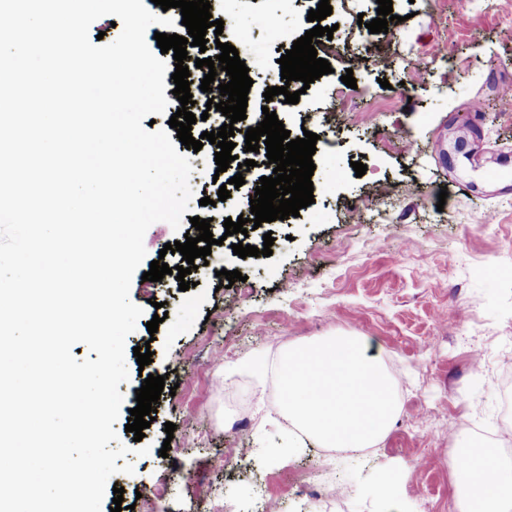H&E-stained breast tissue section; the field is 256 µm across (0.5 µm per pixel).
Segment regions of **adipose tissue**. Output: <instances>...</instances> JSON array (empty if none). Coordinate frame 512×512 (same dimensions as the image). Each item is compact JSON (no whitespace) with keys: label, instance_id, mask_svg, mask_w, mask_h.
<instances>
[{"label":"adipose tissue","instance_id":"adipose-tissue-1","mask_svg":"<svg viewBox=\"0 0 512 512\" xmlns=\"http://www.w3.org/2000/svg\"><path fill=\"white\" fill-rule=\"evenodd\" d=\"M466 497L462 512H493L495 504L512 499V465L491 451L468 453L456 469Z\"/></svg>","mask_w":512,"mask_h":512}]
</instances>
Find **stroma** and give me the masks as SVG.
<instances>
[{
	"instance_id": "obj_1",
	"label": "stroma",
	"mask_w": 512,
	"mask_h": 512,
	"mask_svg": "<svg viewBox=\"0 0 512 512\" xmlns=\"http://www.w3.org/2000/svg\"><path fill=\"white\" fill-rule=\"evenodd\" d=\"M252 75L278 83L279 59L312 27L314 0H209ZM335 31L318 48L331 74L311 83L297 106H277L291 137L316 133L313 204L261 225L268 257L240 258L215 245L180 291L143 280L166 243L194 234L164 222L147 230V260L131 301L143 309L127 337L130 397L140 382L134 347L149 346L166 390L145 431L150 451L131 456L133 474L113 475L134 512L137 494H160L161 512H371L366 490L384 471L403 474L410 512H459L455 451L461 441L496 448L512 386V0H392L395 21L372 34L374 0H330ZM270 29L249 32L250 14ZM429 76L401 97L406 55ZM352 73L355 88L341 81ZM388 87H381V80ZM480 105L484 118L471 109ZM367 167L356 175L353 162ZM446 201H439L440 191ZM241 280L223 288L219 270ZM167 313L149 334L156 304ZM466 309V319L453 316ZM361 337L397 379L399 410L368 448L322 456L320 443L279 411L273 378L240 372L255 355L276 364L288 346L322 336ZM174 423L166 434V423ZM295 444L277 458L283 439ZM251 449L242 462L213 467L231 441ZM168 457H161L163 442ZM322 463L344 490L314 500L295 480ZM196 483H186L187 474Z\"/></svg>"
}]
</instances>
